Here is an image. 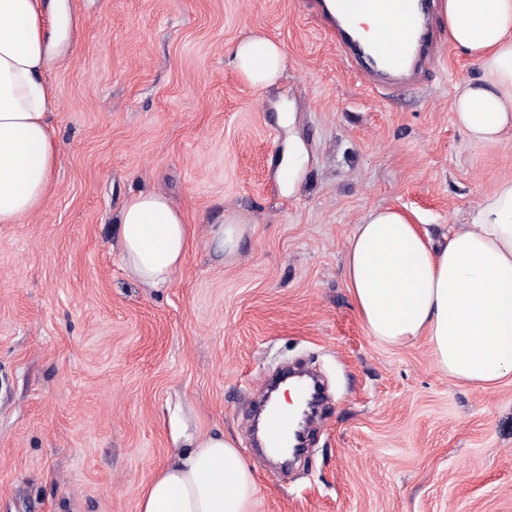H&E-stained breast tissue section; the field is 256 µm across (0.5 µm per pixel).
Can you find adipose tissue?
Returning <instances> with one entry per match:
<instances>
[{
	"label": "adipose tissue",
	"instance_id": "ef3b65f1",
	"mask_svg": "<svg viewBox=\"0 0 512 512\" xmlns=\"http://www.w3.org/2000/svg\"><path fill=\"white\" fill-rule=\"evenodd\" d=\"M448 40L480 67L454 103L453 119L478 146L512 144V0H445ZM256 87L286 64L282 46L255 34L230 48ZM51 63L41 0H0V224L47 201L58 163L42 74ZM126 270L165 286L193 236L183 212L155 192L133 196L118 217ZM344 278L370 336L388 345L427 339L435 365L482 390L512 377V178L501 180L467 224L432 238L397 208L369 211L351 234ZM142 488L138 512H247L257 492L248 460L223 434L187 440Z\"/></svg>",
	"mask_w": 512,
	"mask_h": 512
}]
</instances>
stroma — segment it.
Wrapping results in <instances>:
<instances>
[{"instance_id":"35a3bbf8","label":"stroma","mask_w":512,"mask_h":512,"mask_svg":"<svg viewBox=\"0 0 512 512\" xmlns=\"http://www.w3.org/2000/svg\"><path fill=\"white\" fill-rule=\"evenodd\" d=\"M59 2L53 190L0 224V512H137L186 436L218 431L254 468L248 512H512V380L483 391L442 373L426 340L380 344L343 275L369 210L439 231L512 178V145H474L453 122L480 70L440 12L439 56L385 95L313 0ZM255 32L286 54L266 88L228 54ZM291 134L309 163L286 195ZM141 191L195 227L162 288L119 257L118 216ZM223 223L244 233L221 252ZM286 364L319 371L328 398L282 477L259 463L248 417Z\"/></svg>"}]
</instances>
